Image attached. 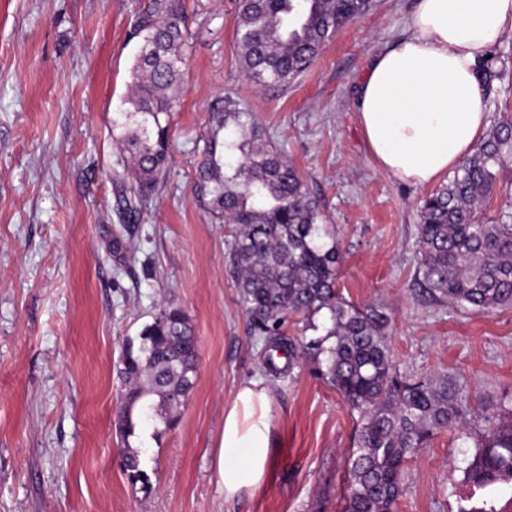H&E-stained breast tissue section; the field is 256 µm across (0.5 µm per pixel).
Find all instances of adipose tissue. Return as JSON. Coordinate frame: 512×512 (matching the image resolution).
I'll use <instances>...</instances> for the list:
<instances>
[{"mask_svg":"<svg viewBox=\"0 0 512 512\" xmlns=\"http://www.w3.org/2000/svg\"><path fill=\"white\" fill-rule=\"evenodd\" d=\"M512 32V0H418L404 34L376 53L356 108L378 168L426 185L472 155L489 125L482 63ZM270 407L252 381L224 414V497L262 487L271 464Z\"/></svg>","mask_w":512,"mask_h":512,"instance_id":"obj_1","label":"adipose tissue"}]
</instances>
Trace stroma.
<instances>
[{
	"instance_id": "35a3bbf8",
	"label": "stroma",
	"mask_w": 512,
	"mask_h": 512,
	"mask_svg": "<svg viewBox=\"0 0 512 512\" xmlns=\"http://www.w3.org/2000/svg\"><path fill=\"white\" fill-rule=\"evenodd\" d=\"M148 0H0V512H345L362 420L313 353L264 367L229 274V229L192 194L211 106L241 96L299 172L335 231L337 290L382 306L401 374L456 375L473 414L409 460L396 512H475L512 493L466 483L485 422L512 407V304L486 313L434 301L417 278V224L430 186L382 173L358 122L370 57L401 35L415 0H374L288 87L249 84L236 41L238 0H185L188 41L169 169L127 214L117 172L130 164L112 115L132 85L129 32ZM483 102L512 118V34L493 47ZM188 316L199 345L177 425L141 456L147 486L124 472L115 433L122 346L160 307ZM262 381L272 468L228 502L219 471L224 411Z\"/></svg>"
}]
</instances>
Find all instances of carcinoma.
Masks as SVG:
<instances>
[{
    "mask_svg": "<svg viewBox=\"0 0 512 512\" xmlns=\"http://www.w3.org/2000/svg\"><path fill=\"white\" fill-rule=\"evenodd\" d=\"M371 0H238L237 40L247 81L286 87L315 61L322 47ZM183 0H149L131 32L139 40L128 108L113 113L126 130L122 150L132 167L119 175L128 186L126 210L138 212L166 173V135L179 98L186 43ZM512 157V120L495 123L448 184L424 199L418 224V276L432 298L477 311L512 304V206L494 221L480 215ZM195 196L233 226L227 241L229 273L241 303L269 350L288 356L298 348L282 336L285 318L311 321L326 312L324 337L312 342L324 355L322 374L359 411L363 423L352 455L346 512H394L405 463L432 437L466 426L456 377L412 380L394 366L384 309L358 307L336 291L341 262L334 236L297 169L263 133L239 97L211 109ZM197 338L185 313L160 308L123 348L119 374L126 401L115 429L128 448L125 473L145 482L141 449L130 444L139 429L156 440L174 424L173 412L196 382ZM485 428L464 468L473 487H512V417L484 416Z\"/></svg>",
    "mask_w": 512,
    "mask_h": 512,
    "instance_id": "cac0c4a2",
    "label": "carcinoma"
}]
</instances>
